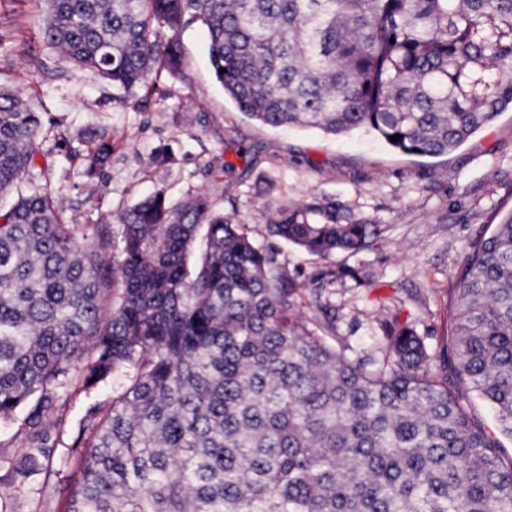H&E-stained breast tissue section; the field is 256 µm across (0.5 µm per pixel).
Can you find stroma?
Returning a JSON list of instances; mask_svg holds the SVG:
<instances>
[{
  "mask_svg": "<svg viewBox=\"0 0 512 512\" xmlns=\"http://www.w3.org/2000/svg\"><path fill=\"white\" fill-rule=\"evenodd\" d=\"M45 18L44 0H0V85L37 103L44 116L40 137L53 160L45 186L68 223L114 219L157 189L175 201L204 191L262 243L282 201L332 202L353 220L381 225L382 233L370 250L328 259L281 245L289 275L303 286L302 314L330 326L325 343L352 358L380 357L382 323L396 316L427 337L431 352L452 347L458 275L472 244L512 211L511 110L438 157L400 153L364 131L335 138L273 129L244 115L216 83L198 25L163 32L182 46L184 79L161 71L152 76V95L136 89L122 96L46 44ZM102 132L112 137L111 160L90 179L68 151L91 148ZM158 151L167 161L150 163ZM225 160L233 173L221 170ZM323 273L330 281L316 300L304 286ZM68 378L69 399L48 429L46 467H24V411L0 418L5 512H66L67 489L80 475L72 439L90 407L111 404L128 384L121 371L84 389L79 362Z\"/></svg>",
  "mask_w": 512,
  "mask_h": 512,
  "instance_id": "obj_1",
  "label": "stroma"
}]
</instances>
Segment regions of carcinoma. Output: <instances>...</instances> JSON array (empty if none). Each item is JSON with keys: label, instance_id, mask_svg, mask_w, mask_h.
<instances>
[{"label": "carcinoma", "instance_id": "obj_1", "mask_svg": "<svg viewBox=\"0 0 512 512\" xmlns=\"http://www.w3.org/2000/svg\"><path fill=\"white\" fill-rule=\"evenodd\" d=\"M46 2V42L126 92L151 93L159 69L182 78L157 25H204L216 81L272 128L363 129L436 157L512 109V0ZM41 125L0 88V417L26 410L27 467L47 457L72 363L92 350L87 389L132 371L72 441L66 512H512V462L467 411L478 398L512 438V213L458 277L453 365L396 317L382 360L352 359L302 316L279 247L206 193L65 223ZM111 154L101 133L71 159L94 176ZM267 228L323 257L381 234L286 200Z\"/></svg>", "mask_w": 512, "mask_h": 512}]
</instances>
